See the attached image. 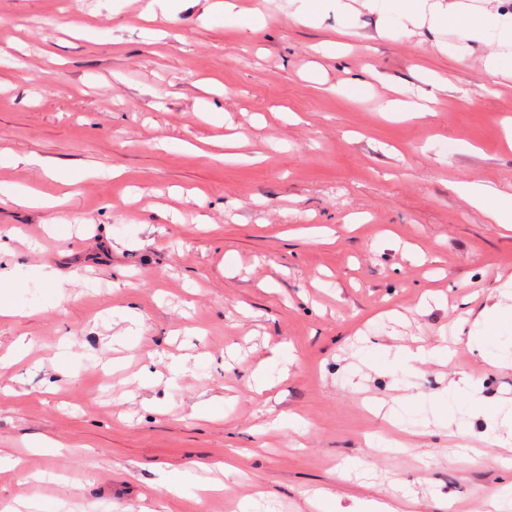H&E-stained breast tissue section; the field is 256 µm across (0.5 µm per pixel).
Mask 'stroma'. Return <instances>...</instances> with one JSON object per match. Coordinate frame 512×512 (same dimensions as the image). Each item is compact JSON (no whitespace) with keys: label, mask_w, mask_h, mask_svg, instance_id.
<instances>
[{"label":"stroma","mask_w":512,"mask_h":512,"mask_svg":"<svg viewBox=\"0 0 512 512\" xmlns=\"http://www.w3.org/2000/svg\"><path fill=\"white\" fill-rule=\"evenodd\" d=\"M0 0V512H485L512 435L423 404L402 448L364 406L469 375L512 398L463 319L512 291V229L453 188L512 190V45L342 0ZM426 92L428 115L389 112ZM41 159L44 169L24 165ZM32 192L54 205L29 202ZM53 271L47 282L43 271ZM451 345L404 382L362 346ZM274 381L248 387L256 369ZM56 442L52 452L40 448ZM232 456L223 494L186 473ZM183 480L181 493L164 483ZM11 254V249L6 240L0 242V313L3 315L13 310L8 298L7 288H10L9 272L7 270L6 257Z\"/></svg>","instance_id":"1"}]
</instances>
